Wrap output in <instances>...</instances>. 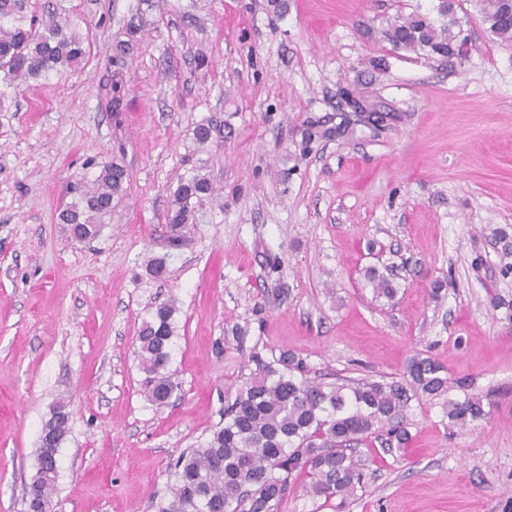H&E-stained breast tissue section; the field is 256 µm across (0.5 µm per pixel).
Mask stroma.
I'll return each mask as SVG.
<instances>
[{"instance_id":"35a3bbf8","label":"stroma","mask_w":512,"mask_h":512,"mask_svg":"<svg viewBox=\"0 0 512 512\" xmlns=\"http://www.w3.org/2000/svg\"><path fill=\"white\" fill-rule=\"evenodd\" d=\"M74 3L88 61L0 101V512H23L60 399L55 512H155L252 353L284 350L331 381L397 376L421 351L493 409L460 428L445 414L458 389L411 400L408 448L360 446L364 486L343 508L297 488L279 512H512V246L494 234L512 227V44L476 0L451 25L439 0H288L280 15L267 0H157L120 57L138 0ZM415 11L463 33L462 57L395 48L387 30ZM112 161L125 192L95 240L73 242L56 220L66 185ZM196 173L212 193L186 244L165 247L172 193ZM371 265L391 266L392 302L374 301ZM168 300L178 387L158 409L134 349Z\"/></svg>"}]
</instances>
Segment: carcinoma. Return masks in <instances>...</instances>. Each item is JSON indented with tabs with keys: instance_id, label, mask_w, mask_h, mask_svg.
I'll use <instances>...</instances> for the list:
<instances>
[{
	"instance_id": "carcinoma-1",
	"label": "carcinoma",
	"mask_w": 512,
	"mask_h": 512,
	"mask_svg": "<svg viewBox=\"0 0 512 512\" xmlns=\"http://www.w3.org/2000/svg\"><path fill=\"white\" fill-rule=\"evenodd\" d=\"M482 21L496 37L512 40V0H478ZM73 0H0V82L16 87L51 72L75 69L90 52L88 37L73 23ZM155 0H140L127 23L131 36L151 25ZM387 38L396 48L444 55L452 52L457 36L422 14L413 13L395 23ZM128 174L116 162L105 164L92 179L69 183L71 201L58 213L60 224L76 242L98 237L112 216V203L124 193ZM211 191L200 175L180 181L167 214L168 246L188 240L195 205ZM373 298L392 300V281L368 273ZM174 303L148 310L139 328L135 357L143 374V393L153 406L165 407L177 384L171 370L176 333ZM256 369L237 389L224 409V422L197 448H188L172 465L169 497L156 512H278L297 481L314 498L328 502L346 499L363 487V473L355 447L374 439L391 449H402L408 432L400 423L411 399L438 396L450 388L444 367L419 354L407 363L402 377L326 383L308 377L304 359L286 351L266 361L252 355ZM447 405L449 422L466 425L486 418L490 404L467 385ZM40 435L37 471L24 504L27 512H48L56 493L57 474L44 469V460L59 454L70 432V411L60 400Z\"/></svg>"
}]
</instances>
